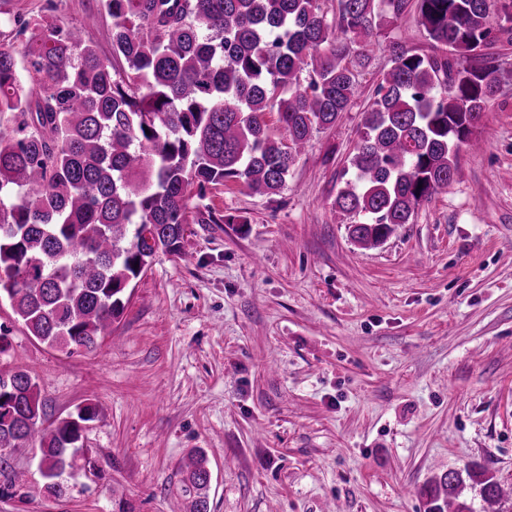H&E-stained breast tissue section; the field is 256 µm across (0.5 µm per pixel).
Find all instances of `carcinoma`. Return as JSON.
I'll use <instances>...</instances> for the list:
<instances>
[{
	"instance_id": "cac0c4a2",
	"label": "carcinoma",
	"mask_w": 512,
	"mask_h": 512,
	"mask_svg": "<svg viewBox=\"0 0 512 512\" xmlns=\"http://www.w3.org/2000/svg\"><path fill=\"white\" fill-rule=\"evenodd\" d=\"M112 58L45 25L24 71L0 48V295L30 336L91 351L156 256L180 251L190 210L205 223L245 224L203 204L216 185L280 193L313 131L351 111L376 36L414 11L438 52L390 45L391 68L362 111L351 177L332 210L367 248L412 223L448 188L477 143L497 92L498 42L512 43V0H101ZM153 226L151 240L139 227ZM1 448H36L44 488L62 498L96 405L48 429L29 372H0ZM490 512L512 492L482 468L435 482L429 512H473L464 478ZM211 475L197 448L182 470L187 512H209Z\"/></svg>"
}]
</instances>
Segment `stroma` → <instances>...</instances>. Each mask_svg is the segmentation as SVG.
<instances>
[{"label":"stroma","instance_id":"1","mask_svg":"<svg viewBox=\"0 0 512 512\" xmlns=\"http://www.w3.org/2000/svg\"><path fill=\"white\" fill-rule=\"evenodd\" d=\"M56 4L0 0V47L23 53L18 15L111 56L99 0ZM393 40L430 50L414 13L384 27L351 112L313 132L282 193L212 187L207 204L246 223H190L96 349H50L0 302V370H27L50 418L99 408L67 495L45 491L30 448L9 458L23 486L0 475V512H177L196 448L210 512H428L436 478L473 464L512 486V44L491 49L480 149L364 249L332 203Z\"/></svg>","mask_w":512,"mask_h":512}]
</instances>
